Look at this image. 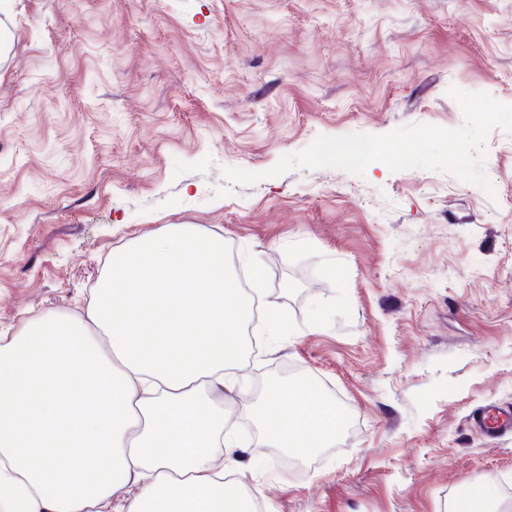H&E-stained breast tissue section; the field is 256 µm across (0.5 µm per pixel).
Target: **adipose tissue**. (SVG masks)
Here are the masks:
<instances>
[{"label":"adipose tissue","instance_id":"1","mask_svg":"<svg viewBox=\"0 0 512 512\" xmlns=\"http://www.w3.org/2000/svg\"><path fill=\"white\" fill-rule=\"evenodd\" d=\"M253 297L222 236L168 224L115 252L86 319L38 317L0 344V512H254L215 390L233 388ZM267 446L305 455L341 428L309 385L256 410ZM451 512H512L467 482Z\"/></svg>","mask_w":512,"mask_h":512}]
</instances>
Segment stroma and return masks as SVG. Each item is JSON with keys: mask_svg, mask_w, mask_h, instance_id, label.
<instances>
[{"mask_svg": "<svg viewBox=\"0 0 512 512\" xmlns=\"http://www.w3.org/2000/svg\"><path fill=\"white\" fill-rule=\"evenodd\" d=\"M453 86L512 104V0H0V339L84 315L140 236L203 226L283 324L247 330L214 397L262 512H448L484 480L512 503V434L469 424L512 405V135L487 140L492 198L445 171L270 173L321 135L458 128ZM283 380L353 419L303 474L256 445Z\"/></svg>", "mask_w": 512, "mask_h": 512, "instance_id": "35a3bbf8", "label": "stroma"}]
</instances>
